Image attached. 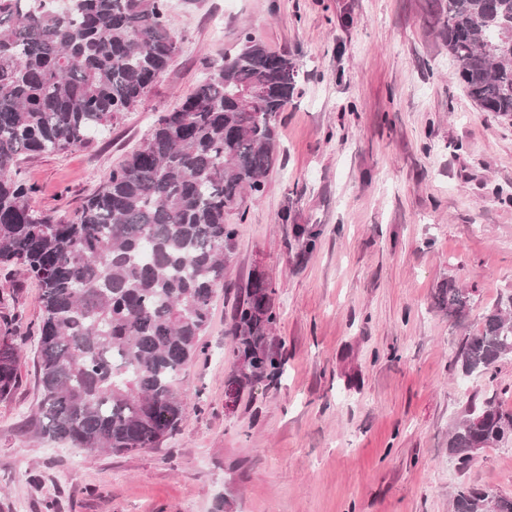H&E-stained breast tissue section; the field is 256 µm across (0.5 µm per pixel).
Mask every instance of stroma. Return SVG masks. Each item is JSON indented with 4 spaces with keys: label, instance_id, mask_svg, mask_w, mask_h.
<instances>
[{
    "label": "stroma",
    "instance_id": "35a3bbf8",
    "mask_svg": "<svg viewBox=\"0 0 512 512\" xmlns=\"http://www.w3.org/2000/svg\"><path fill=\"white\" fill-rule=\"evenodd\" d=\"M435 2L170 0L179 49L142 102L85 147L22 158L31 207L69 217L243 29L297 72L266 192L226 215L238 235L205 351L157 447L88 454L40 433V289L0 266V314L26 338L0 400V512H453L462 483L512 496V440L464 473L448 457L470 401L512 410V355L490 377L453 365L482 315L512 304V119L467 95ZM257 274L284 373L229 409L232 312ZM451 279L473 297L461 322L437 305Z\"/></svg>",
    "mask_w": 512,
    "mask_h": 512
}]
</instances>
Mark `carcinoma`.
Returning <instances> with one entry per match:
<instances>
[{"label": "carcinoma", "instance_id": "1", "mask_svg": "<svg viewBox=\"0 0 512 512\" xmlns=\"http://www.w3.org/2000/svg\"><path fill=\"white\" fill-rule=\"evenodd\" d=\"M168 0H0V263L41 288L38 327L42 433L77 448H153L183 419L176 384L200 348L236 225L226 213L260 198L278 161L275 118L296 71L245 29L239 49L196 91L159 116L73 216L34 211V188L13 177L25 155L87 146L133 110L167 69L178 36ZM441 35L469 97L512 117V0H446ZM269 284L251 280L232 316L239 394L283 374L266 339L277 322ZM462 319L471 296L455 281L437 297ZM24 339L0 318V400L12 395ZM512 354V305L464 337L462 373L487 374ZM512 435V411L472 405L448 433L468 470L476 449ZM454 512H512V498L458 486Z\"/></svg>", "mask_w": 512, "mask_h": 512}]
</instances>
